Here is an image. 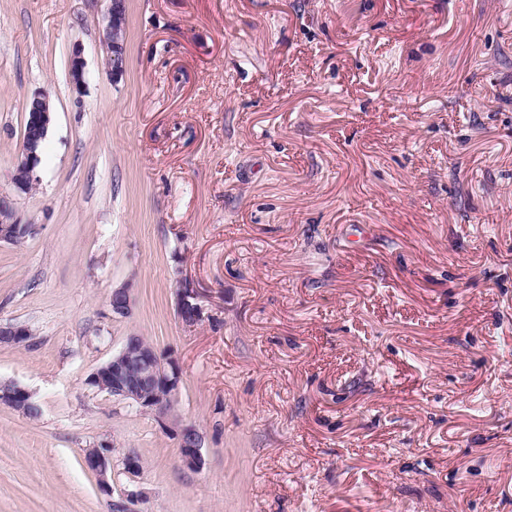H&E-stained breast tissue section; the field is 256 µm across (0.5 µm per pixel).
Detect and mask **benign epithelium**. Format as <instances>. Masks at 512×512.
I'll return each instance as SVG.
<instances>
[{"instance_id": "1", "label": "benign epithelium", "mask_w": 512, "mask_h": 512, "mask_svg": "<svg viewBox=\"0 0 512 512\" xmlns=\"http://www.w3.org/2000/svg\"><path fill=\"white\" fill-rule=\"evenodd\" d=\"M107 25L104 44L107 53V66L111 75L123 70V16L122 0H108ZM72 81L82 87L84 62L81 51L73 49L70 60ZM30 114V130L22 137L21 154L17 160L13 183L17 191L26 193L37 182L36 168L40 162V146L46 140L53 116L49 100L37 95L27 102ZM34 226L22 222L8 196L0 197V242L20 244L33 234ZM112 315L128 317L133 307L132 289L120 287L112 290L109 298ZM202 313L199 292L195 288H182L179 296L178 315L182 321L193 324ZM28 327L11 320L0 321V346H21L29 342ZM181 368L172 361L163 359L155 349L142 343L140 336L130 335L123 347L100 365L88 378V384L101 389L112 390V395L125 400L138 408L151 412L159 418L171 416L173 404L179 390ZM10 404L14 410L27 415L38 406L33 394L15 383L0 385V404ZM174 434L178 439L180 461L188 469L196 470L202 465L200 448L202 437L191 426L173 420ZM111 444L104 442L86 450L84 466L98 477L99 491L112 498V512H136L134 494L114 495L109 481L112 468V455L108 451Z\"/></svg>"}]
</instances>
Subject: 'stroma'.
<instances>
[{"label":"stroma","instance_id":"obj_1","mask_svg":"<svg viewBox=\"0 0 512 512\" xmlns=\"http://www.w3.org/2000/svg\"><path fill=\"white\" fill-rule=\"evenodd\" d=\"M106 10L0 0V194L35 227L0 243L33 332L0 382L42 407L0 405V512H111L103 442L138 512H512V0H125L116 77ZM133 334L181 368L200 469L88 383ZM30 114L31 131L28 128V112L25 114L21 154L17 160L13 183L18 192L26 193L37 182L36 168L40 162V146L46 140L52 123L53 112H50L49 100L45 95L34 96L26 104ZM42 143V145H41ZM113 316L128 317L133 307L132 290L128 287L114 288L109 298ZM199 297L197 289L182 288L178 303V315L182 321L193 324L200 319L202 307L199 304ZM111 444L104 442L95 448L86 450L83 463L84 466L94 472L98 477L99 491L109 497L112 496V511L113 512H137L134 510L135 503L133 493L121 492L117 498H114V491L109 481V472L112 468V455L110 450H103L102 448H111Z\"/></svg>","mask_w":512,"mask_h":512}]
</instances>
